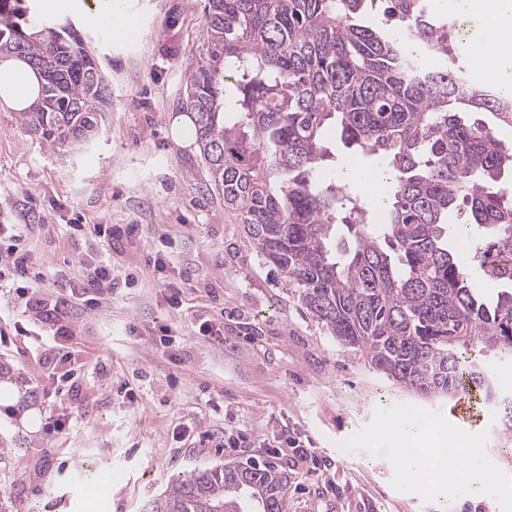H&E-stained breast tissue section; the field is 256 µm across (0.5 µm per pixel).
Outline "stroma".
<instances>
[{"label":"stroma","mask_w":512,"mask_h":512,"mask_svg":"<svg viewBox=\"0 0 512 512\" xmlns=\"http://www.w3.org/2000/svg\"><path fill=\"white\" fill-rule=\"evenodd\" d=\"M111 2L29 4L44 21L73 23L109 82L91 144L50 148L0 106V224L20 225L16 245L33 259L28 288L0 274L10 335L0 380L22 390L0 406V512H147L174 477L247 461L286 470L285 512H441V501L396 491L386 459L340 449L406 395L305 314L206 187L197 144L170 135L203 42L204 0H128L141 29L127 38L103 21ZM432 3L458 64L483 84L478 25L461 20L455 0ZM97 224L140 230L105 240ZM100 261L112 266V293L73 314L68 384L32 304L80 288ZM63 402L79 413L61 435L48 419ZM29 410L41 419L34 432L20 424ZM192 425L210 441L191 443ZM105 474L112 485L101 491Z\"/></svg>","instance_id":"obj_1"}]
</instances>
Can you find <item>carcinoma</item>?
I'll return each instance as SVG.
<instances>
[{
  "mask_svg": "<svg viewBox=\"0 0 512 512\" xmlns=\"http://www.w3.org/2000/svg\"><path fill=\"white\" fill-rule=\"evenodd\" d=\"M428 0H206L203 52L189 69L190 111L206 180L300 304L369 367L424 399L482 395L512 433V389L468 350L512 348V279L474 280L449 240L466 211L512 255V145L497 127L512 109L493 87L448 68L444 26ZM383 6L390 27L360 23ZM42 78L20 128L48 145L99 133L109 91L79 31L0 0V56ZM443 66L424 68L420 56ZM354 159L384 160L383 220L328 177L329 137ZM287 475L274 462H229L175 482L152 512H283Z\"/></svg>",
  "mask_w": 512,
  "mask_h": 512,
  "instance_id": "cac0c4a2",
  "label": "carcinoma"
}]
</instances>
